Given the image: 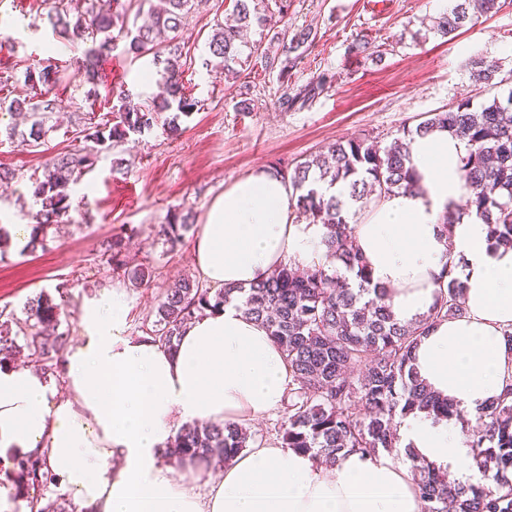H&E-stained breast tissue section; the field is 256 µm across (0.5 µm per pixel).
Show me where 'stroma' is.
I'll use <instances>...</instances> for the list:
<instances>
[{
	"label": "stroma",
	"mask_w": 512,
	"mask_h": 512,
	"mask_svg": "<svg viewBox=\"0 0 512 512\" xmlns=\"http://www.w3.org/2000/svg\"><path fill=\"white\" fill-rule=\"evenodd\" d=\"M53 0H0V130L14 129L13 140L0 142V167L13 169L14 179L0 182V224H28L39 205L31 176L57 153L78 149L85 141L75 116L93 113L111 119L110 88L125 85L133 103L142 104L155 93L138 82L139 73L153 69L165 78L163 65L151 57L135 58L115 49L109 70L100 71L98 89H91L79 61L83 41L71 42L55 33L46 14ZM286 18L276 31L312 28L316 39L302 63L293 70L291 85L301 88L326 74V88L304 107L281 110L280 61L276 42L251 29L250 44L263 52L241 58L237 76L207 70L208 42L216 25L230 21L235 0H195L183 20L182 82L199 108L181 121L179 136L162 127L130 136L102 152L96 168L80 181L69 183L73 206L68 224L50 234L45 248L31 254L10 247L0 261V310L21 313L25 302L40 292L67 290L63 325L70 342L81 334V314L87 300L115 286L104 256L113 234L129 231L128 253L135 262L153 266L148 288L127 290L123 333L144 336L151 329L153 311L168 284L195 274L191 259L193 237L168 248L157 236L172 213L192 211L203 223L209 202L235 181L258 167L292 163L350 137L370 136L380 145L392 143L416 116L445 110L462 99L481 103L463 63L462 46L471 56L495 62L503 90L512 89V0H500L499 10L441 37L434 29L441 15L436 0H386L375 11L370 0H291ZM366 35L383 53L381 63L352 54L357 35ZM53 57L62 82L57 89L61 106L46 126L38 146L24 143L30 124L11 111L14 98H40L24 81L28 65ZM249 109H242V101ZM129 159L116 170L112 161Z\"/></svg>",
	"instance_id": "obj_1"
}]
</instances>
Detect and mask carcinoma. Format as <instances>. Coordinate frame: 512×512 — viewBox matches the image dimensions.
Instances as JSON below:
<instances>
[{"mask_svg": "<svg viewBox=\"0 0 512 512\" xmlns=\"http://www.w3.org/2000/svg\"><path fill=\"white\" fill-rule=\"evenodd\" d=\"M191 0H163L151 10V22L128 25L126 16L97 5V0H55L47 20L54 31L90 42L82 59L87 82L96 91L98 62L111 55L116 42H125L124 51L139 57L165 55L167 77L161 90L145 104H129V90L112 88V126L84 123V138L122 143L132 134H143L160 125L170 135L181 131L179 118L197 110L198 101L186 94L180 79L182 49L179 31ZM260 0H236L234 24L216 29L209 41L210 58L205 67L217 66L224 74L236 75L239 62L237 44L241 31L251 27L268 28L272 16L258 7ZM500 0H455L437 21L436 32L446 37L462 29L478 16L495 13ZM118 33H113V30ZM316 37L310 29L292 36L288 31L276 36L283 62L282 74L298 66ZM351 51L365 60H382V54L367 38L354 39ZM470 78L480 91L502 85L496 80L498 68L482 58L468 60ZM25 80L40 84L39 105L31 108L29 138L38 142L44 125L58 109L56 87L59 67L29 66ZM320 76L303 89L291 93L283 86L279 106L286 110L300 96L313 97L324 90ZM434 128L467 142L469 152L461 159L465 181L476 186L475 197L446 216L443 230L472 214L489 226L498 246L512 247V90L495 93L478 107L469 99L447 110L422 114L414 128L402 130L388 147L367 138L340 140L329 149L330 157L315 155L293 167L280 166L282 175L297 192L295 208L316 224L327 228L322 240L330 267L320 266L299 272L287 265L266 280L248 288H211L199 279L185 275L169 285L156 307L155 320L147 335L172 349L185 324L198 314L237 300L244 315L266 324L270 336L283 351L292 371L287 411L277 428L280 445L312 452L330 466L346 452L388 451L397 443L395 418L413 410H426L443 418L452 413L448 402L439 399L419 379L412 365V353L420 338L436 322L465 313L464 282L448 276L447 293L425 315L403 324L396 320L385 302L384 288L372 282L363 256L353 246L350 210L336 196L317 189L320 184L343 182L350 200L366 208L371 196L412 188L410 143L413 135ZM100 155L92 148L59 153L48 159L42 176L34 181V194L40 209L34 216L31 234L23 251L44 247L49 230L63 223L71 209L67 183L62 175L75 179L92 171ZM194 229L192 215L175 213L158 235L174 249ZM127 238L112 236L104 255L112 276L128 287L148 288L154 278L151 266L128 260ZM345 273H340L336 265ZM26 318L0 312V366L12 362L25 351L27 358L55 378L60 376L61 356L68 343V332L60 330L62 307L46 292H40L24 305ZM469 445L475 450V463L481 479L461 484L428 463L412 462L414 480L427 512H512V388L495 405L478 414L468 429ZM250 434L239 423L183 425L165 451L166 458L183 465L217 460L227 463L247 448ZM55 482L47 458L27 456L16 461L12 486L17 495L29 493L35 485Z\"/></svg>", "mask_w": 512, "mask_h": 512, "instance_id": "cac0c4a2", "label": "carcinoma"}]
</instances>
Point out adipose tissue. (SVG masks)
<instances>
[{"instance_id": "1", "label": "adipose tissue", "mask_w": 512, "mask_h": 512, "mask_svg": "<svg viewBox=\"0 0 512 512\" xmlns=\"http://www.w3.org/2000/svg\"><path fill=\"white\" fill-rule=\"evenodd\" d=\"M467 147L436 128L414 135L412 192L371 203L353 238L396 319L426 314L465 285V313L437 322L412 364L457 416L413 412L397 420L400 448L453 474L471 475L462 419H475L512 386V249L493 245L479 217L442 229L468 197L460 169ZM292 187L259 168L210 203L193 260L208 286L247 287L276 266L325 263L323 225L298 218ZM126 295L102 290L83 308L78 345L64 356L62 384L35 367H0V467L46 455L77 512H424L410 463L350 453L333 468L274 444L225 467L207 495L195 487L203 462L175 474L163 451L185 423L255 421L275 411L291 370L266 328L235 304L206 311L175 349L124 336Z\"/></svg>"}]
</instances>
